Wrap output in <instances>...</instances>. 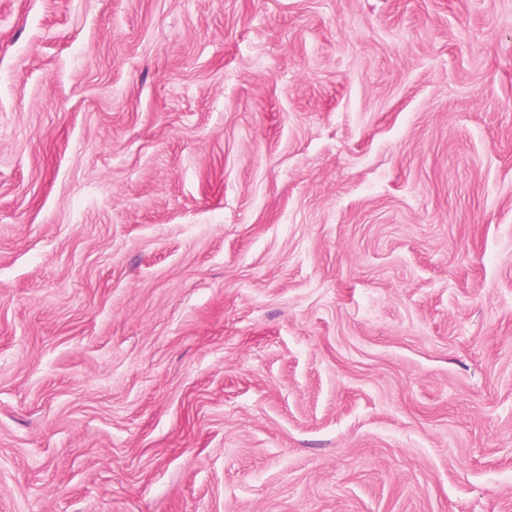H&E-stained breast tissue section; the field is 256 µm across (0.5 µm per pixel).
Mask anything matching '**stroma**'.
Instances as JSON below:
<instances>
[{"label": "stroma", "instance_id": "35a3bbf8", "mask_svg": "<svg viewBox=\"0 0 512 512\" xmlns=\"http://www.w3.org/2000/svg\"><path fill=\"white\" fill-rule=\"evenodd\" d=\"M0 512H512V0H0Z\"/></svg>", "mask_w": 512, "mask_h": 512}]
</instances>
